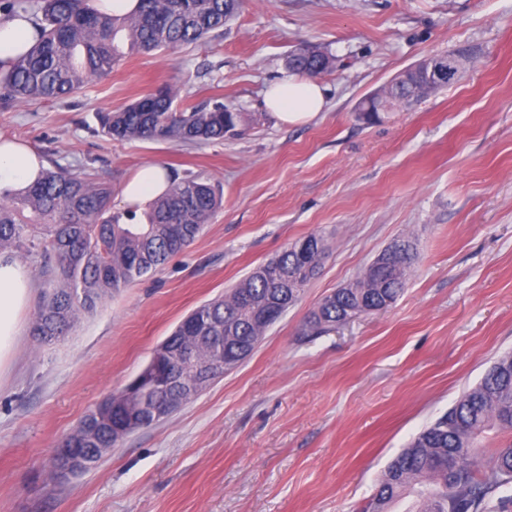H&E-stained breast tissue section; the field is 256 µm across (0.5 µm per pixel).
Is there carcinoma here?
I'll list each match as a JSON object with an SVG mask.
<instances>
[{"instance_id":"carcinoma-1","label":"carcinoma","mask_w":512,"mask_h":512,"mask_svg":"<svg viewBox=\"0 0 512 512\" xmlns=\"http://www.w3.org/2000/svg\"><path fill=\"white\" fill-rule=\"evenodd\" d=\"M241 0H140L126 16L101 13L87 0H40L36 26L40 38L31 49L0 65V88L6 98L28 102L68 97L106 76L122 60L115 44L125 33L128 50L153 52L196 45L224 29L237 15ZM330 65L327 54L301 48L288 69L321 76ZM179 89L163 84L136 101L100 116L102 130L115 140L176 141L203 144L241 135L244 116L217 102L211 107L177 103ZM111 188L87 169L55 166L42 172L22 196L0 192V255L18 257L40 251L42 294L32 334L63 336L81 316L93 312L112 294L127 287L167 259L186 250L217 213L222 199L210 182L186 177L149 203L145 223L121 224L106 216ZM318 252L300 254L292 244L276 256L279 278L292 279L281 288L276 279L255 272L229 293L193 312L195 330L177 327L172 346L182 337L197 336L198 366L180 372L181 379L202 389L211 385L208 370L217 361L214 346L224 354L250 355L270 327L262 313L281 301L295 304L309 282L304 269L321 266L331 247L324 236ZM401 267L368 266L345 288L326 295L301 325L305 336H318L360 315L393 304L417 260L414 243L402 240ZM130 401L138 409L132 422L112 423V402L93 411L86 421L97 429L69 434L63 443L87 455L117 446V438L152 427L149 407L177 400V381L162 385L135 384ZM490 430L512 434V351L502 353L483 378L463 391L455 404L425 427L386 467L371 498L374 512H390L405 491L414 497L412 512H486L488 499L512 484V442L487 462L480 438Z\"/></svg>"}]
</instances>
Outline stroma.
I'll return each instance as SVG.
<instances>
[{"label":"stroma","instance_id":"35a3bbf8","mask_svg":"<svg viewBox=\"0 0 512 512\" xmlns=\"http://www.w3.org/2000/svg\"><path fill=\"white\" fill-rule=\"evenodd\" d=\"M332 58L324 110L287 126L266 90L296 48ZM474 63L368 124L358 104L432 53ZM164 82L180 103L244 113L221 142L117 141L100 113ZM0 137L112 188L146 162L197 175L223 206L184 252L82 316L63 339L22 318L0 374V512H361L408 441L512 351V0H244L223 35L131 53L63 100L0 99ZM331 254L254 351L99 466L51 476L55 448L200 305L289 244ZM419 261L395 303L319 336L299 328L394 240Z\"/></svg>","mask_w":512,"mask_h":512}]
</instances>
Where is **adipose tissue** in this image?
Here are the masks:
<instances>
[{"mask_svg": "<svg viewBox=\"0 0 512 512\" xmlns=\"http://www.w3.org/2000/svg\"><path fill=\"white\" fill-rule=\"evenodd\" d=\"M37 38L31 15L0 22V61L30 49ZM264 104L286 125H303L325 107L319 80L298 73L284 74L265 94ZM45 163L30 146L0 138V191L20 194L40 176ZM169 187L166 169L159 163L140 166L122 189L125 204L137 209L163 194ZM32 276L20 261L0 255V366L12 360L22 315L29 305Z\"/></svg>", "mask_w": 512, "mask_h": 512, "instance_id": "obj_1", "label": "adipose tissue"}]
</instances>
